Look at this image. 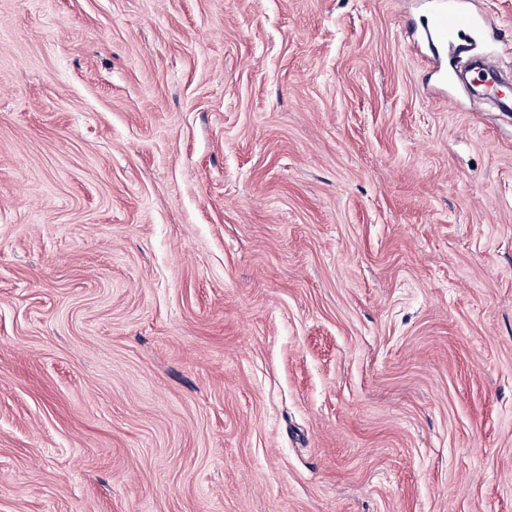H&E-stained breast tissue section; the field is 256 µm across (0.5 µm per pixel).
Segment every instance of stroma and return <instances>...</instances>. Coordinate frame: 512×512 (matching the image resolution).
<instances>
[{"label": "stroma", "instance_id": "stroma-1", "mask_svg": "<svg viewBox=\"0 0 512 512\" xmlns=\"http://www.w3.org/2000/svg\"><path fill=\"white\" fill-rule=\"evenodd\" d=\"M426 3L0 0V512H512V116Z\"/></svg>", "mask_w": 512, "mask_h": 512}]
</instances>
